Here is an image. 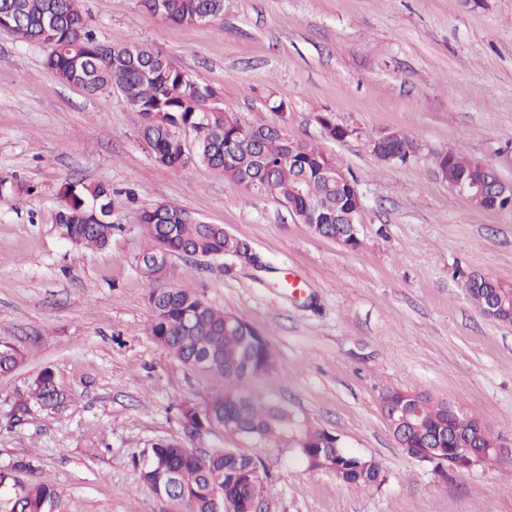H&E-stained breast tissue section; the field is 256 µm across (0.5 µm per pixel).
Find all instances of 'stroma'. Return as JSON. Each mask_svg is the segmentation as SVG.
<instances>
[{
    "label": "stroma",
    "mask_w": 512,
    "mask_h": 512,
    "mask_svg": "<svg viewBox=\"0 0 512 512\" xmlns=\"http://www.w3.org/2000/svg\"><path fill=\"white\" fill-rule=\"evenodd\" d=\"M81 7L98 39L148 43L216 88L225 111L285 123L331 155L363 197L359 244L314 234L276 195L249 194L196 162L159 168L124 98L52 78L45 48L0 33V179L10 184L0 193V344L24 357L0 375V469L20 464L25 479L54 487L56 512H169L132 459L176 440L260 460L270 484L260 512H512L511 476L415 462L379 408L385 388L424 391L512 438V323L484 316L464 286L474 273L512 285V207H475L435 163L458 149L512 183V0H224L221 17L195 26L139 0ZM271 94L287 115L269 110ZM325 112L348 137L325 136ZM392 131L419 153L377 159L372 141ZM67 182L115 191L108 248L58 236ZM157 202L224 225L258 259L169 258L207 303L268 339L274 367L242 390L374 458L380 485L311 469L285 439L186 435L182 408L203 407L223 383L149 334L151 285L136 260L140 211ZM45 368L71 402L17 413Z\"/></svg>",
    "instance_id": "35a3bbf8"
}]
</instances>
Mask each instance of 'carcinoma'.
Listing matches in <instances>:
<instances>
[{"mask_svg": "<svg viewBox=\"0 0 512 512\" xmlns=\"http://www.w3.org/2000/svg\"><path fill=\"white\" fill-rule=\"evenodd\" d=\"M79 0H0V27L17 38L45 45V68L51 77L81 86L90 94L112 90L139 112V133L153 161L163 168H180L192 158L225 179L245 184V177L267 180L301 221L325 238L352 242L346 200L353 194L336 181V162L321 149L286 135L264 121L245 122L224 111L218 90L195 79L171 59L143 43L109 45L86 26ZM149 13L182 25L218 19L224 0H140ZM234 152V160L226 155ZM448 165V176L466 181L491 179L487 164L461 151L437 156ZM114 191L104 183L64 187V203L55 215L60 236L72 246L107 248L112 241ZM147 247L137 270L150 281V335L181 364L210 373L224 382L201 408H183L182 420L202 428L222 429L247 440L272 442L295 430L303 458L318 456L314 469H327L346 484L379 485L380 465L373 459L331 447L328 432L298 428L288 409L261 403L241 391L238 383L256 377L275 364L266 337L238 316L208 304L192 288L174 283L167 258L175 252L213 259L231 258L247 243L195 214L169 204H154L140 214ZM473 305L497 306L499 321L512 323V287L491 275H479L468 285ZM22 355L0 345V374L12 372ZM409 390L388 387L379 406L403 403L396 414V431L412 457L422 448L448 459L458 439L451 431L454 405L429 394L408 398ZM30 401L46 410H61L71 400L55 374L43 369L29 392ZM140 483L160 493L174 512H234L251 496L249 472L258 460L238 448L216 450L205 458L177 441L162 440L133 460ZM57 491L27 482L16 469L0 470V512H55Z\"/></svg>", "mask_w": 512, "mask_h": 512, "instance_id": "1", "label": "carcinoma"}]
</instances>
